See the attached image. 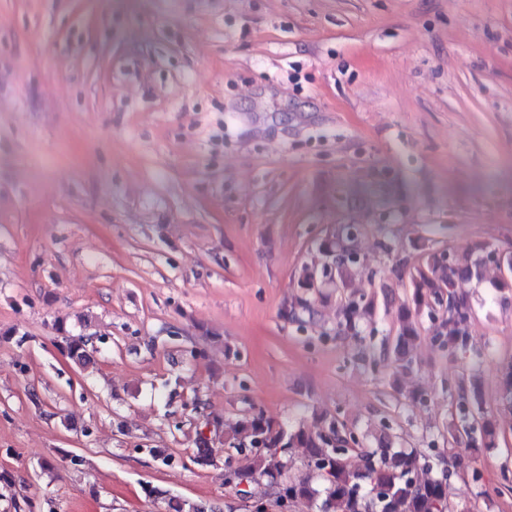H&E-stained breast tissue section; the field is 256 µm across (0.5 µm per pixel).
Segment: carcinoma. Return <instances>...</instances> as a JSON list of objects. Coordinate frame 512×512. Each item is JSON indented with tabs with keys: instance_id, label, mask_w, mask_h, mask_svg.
I'll return each instance as SVG.
<instances>
[{
	"instance_id": "carcinoma-1",
	"label": "carcinoma",
	"mask_w": 512,
	"mask_h": 512,
	"mask_svg": "<svg viewBox=\"0 0 512 512\" xmlns=\"http://www.w3.org/2000/svg\"><path fill=\"white\" fill-rule=\"evenodd\" d=\"M359 228L351 224L334 238L320 244V250L330 265L323 275L332 274L336 287L351 288L354 275L363 268L362 258L348 255L359 250ZM420 262L413 267L410 286L415 309L404 306L400 310V328L390 349L393 362L401 369L411 368L410 346L420 337L416 312L423 306L438 305L448 295V314L437 317L438 325L433 340L440 342L455 354L466 352L473 337L469 325L473 321V307L460 294L461 280H481L488 266L501 272L497 283L500 293L512 294V277L502 274L512 271V253H505L482 244L476 250L453 253L429 245L417 247ZM375 311V298L366 297L353 289L342 301L337 328L347 335H356L362 323L370 320ZM92 339L78 336L69 339L67 351L80 365L90 361L88 346ZM499 403L512 409V363L500 370ZM458 422L450 432L458 440L464 424H473L474 444L492 447L498 440L496 424L486 416L485 402L478 388L468 391L459 387ZM350 442L359 448L363 464L357 471L350 469L347 459ZM224 447L232 454L224 459V482L238 487L245 481L251 485L267 480L277 488L274 506L284 512L285 502L305 500L317 512H441L448 504L449 473L421 479L418 471L430 468L416 451H395L388 433L375 437L372 448L360 447L357 436L336 417H326L317 431L303 426L288 428L264 416L260 411L244 415L233 432L224 435ZM292 448L308 451L306 465L309 476H288L286 455ZM171 512H212L206 503H191L180 498L168 501Z\"/></svg>"
}]
</instances>
